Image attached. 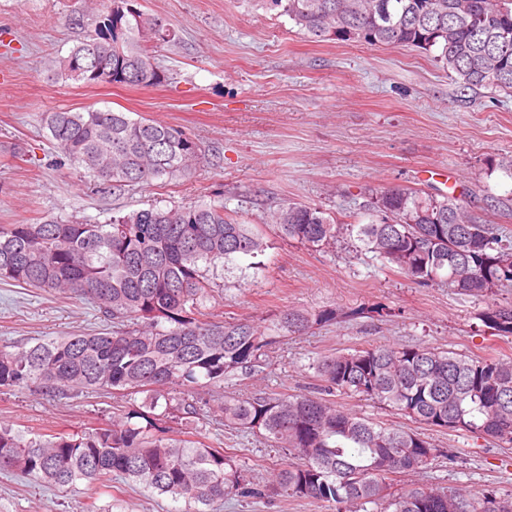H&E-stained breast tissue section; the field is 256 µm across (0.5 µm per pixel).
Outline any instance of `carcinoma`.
Returning <instances> with one entry per match:
<instances>
[{"label":"carcinoma","instance_id":"1","mask_svg":"<svg viewBox=\"0 0 512 512\" xmlns=\"http://www.w3.org/2000/svg\"><path fill=\"white\" fill-rule=\"evenodd\" d=\"M313 42L359 40L410 47L431 57L462 89L512 95V0H264ZM92 30L52 61L65 82L154 87L166 81L155 48L174 39L166 21L132 0H100ZM97 64L78 67L87 51ZM54 146L89 182L112 191L188 177L197 143L162 122L88 109L46 113ZM267 223L302 245L324 249L346 236L413 283L446 282L469 297L512 287V235L478 224L454 194L385 188L355 223L289 203ZM262 229L222 202L116 211L105 224L45 216L0 225V280L98 303L112 329L0 348V387L49 394L118 391L143 395L112 422L50 439L0 427V472L45 483L103 484L120 476L185 507L210 512L236 496L310 498L334 512H512V494L471 498L438 487L396 489V477L437 452L424 434L341 408L336 398L372 400L438 431L484 435L512 447V358L467 357L426 345L368 344L317 358L312 390L287 396L235 394L216 413L224 425L260 436L292 458L271 483L250 485L236 456L179 436L168 423L203 414L198 390L222 387L267 365L283 336L337 319L336 310L289 308L261 329L207 318L210 271L238 259L262 269ZM494 335L512 339V304L482 312Z\"/></svg>","mask_w":512,"mask_h":512}]
</instances>
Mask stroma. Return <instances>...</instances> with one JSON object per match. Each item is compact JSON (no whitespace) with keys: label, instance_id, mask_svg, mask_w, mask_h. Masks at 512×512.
<instances>
[{"label":"stroma","instance_id":"1","mask_svg":"<svg viewBox=\"0 0 512 512\" xmlns=\"http://www.w3.org/2000/svg\"><path fill=\"white\" fill-rule=\"evenodd\" d=\"M176 31L156 56L168 79L156 87L57 80L46 66L89 32L77 24L91 0H0V225L46 215L106 223L113 210L223 201L261 225L263 272L219 274L207 303L215 319L267 326L288 308L336 309V323L282 338L271 363L226 384L225 392L292 395L314 386L308 363L366 343L423 344L466 356H511L480 313L487 302L443 283L422 287L349 246L316 250L285 238L268 214L291 202L354 221L370 192L388 187L455 192L488 224L512 231V96L461 90L431 57L355 40L313 42L261 0H138ZM122 111L183 131L207 161L190 178L114 193L79 181L48 141L46 113ZM386 308V316L374 307ZM360 309L349 318L350 309ZM88 299L0 281V346L111 328ZM127 400L112 392L55 398L33 387H0V425L25 437L76 433L108 422ZM437 454L398 476L409 489L435 485L476 495L512 493V449L471 433L426 430ZM185 439L238 455L265 484L288 458L258 437L203 417ZM173 512L174 502L139 486L83 482L52 486L0 473V512ZM221 512H329L323 503L238 497Z\"/></svg>","mask_w":512,"mask_h":512}]
</instances>
